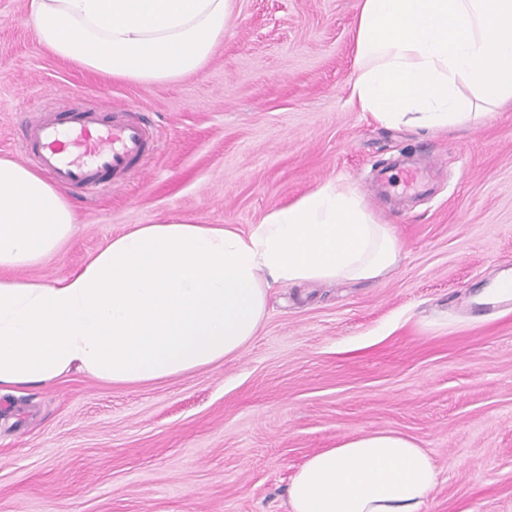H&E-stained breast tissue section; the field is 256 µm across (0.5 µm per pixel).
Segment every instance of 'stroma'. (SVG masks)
Instances as JSON below:
<instances>
[{"label": "stroma", "instance_id": "stroma-1", "mask_svg": "<svg viewBox=\"0 0 512 512\" xmlns=\"http://www.w3.org/2000/svg\"><path fill=\"white\" fill-rule=\"evenodd\" d=\"M360 0H235L197 74L158 87L56 57L0 0V157L27 167L25 124L80 97L133 105L155 132L143 171L69 191L78 228L16 280L80 270L112 236L176 214L248 229L329 182L393 226L400 260L371 281L269 290V315L224 364L164 382L72 373L0 401V512H287L316 451L393 430L440 469L428 512H512V102L465 129L384 127L351 101ZM408 162L426 189L379 184Z\"/></svg>", "mask_w": 512, "mask_h": 512}]
</instances>
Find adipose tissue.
Segmentation results:
<instances>
[{
  "instance_id": "adipose-tissue-1",
  "label": "adipose tissue",
  "mask_w": 512,
  "mask_h": 512,
  "mask_svg": "<svg viewBox=\"0 0 512 512\" xmlns=\"http://www.w3.org/2000/svg\"><path fill=\"white\" fill-rule=\"evenodd\" d=\"M37 41L116 80L164 86L198 73L234 0H31ZM351 99L387 127L447 130L512 101V0H360ZM54 184L0 157V396L78 371L146 384L237 357L268 316L271 284L376 280L400 243L350 185L328 183L248 231L169 215L113 236L50 283L5 278L76 230ZM414 438L377 430L308 456L289 512H427L439 481Z\"/></svg>"
}]
</instances>
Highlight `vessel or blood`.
I'll list each match as a JSON object with an SVG mask.
<instances>
[{
    "label": "vessel or blood",
    "instance_id": "vessel-or-blood-1",
    "mask_svg": "<svg viewBox=\"0 0 512 512\" xmlns=\"http://www.w3.org/2000/svg\"><path fill=\"white\" fill-rule=\"evenodd\" d=\"M154 139L137 111L124 108L104 118L92 109L64 110L29 124L26 153L64 188L127 179L142 169Z\"/></svg>",
    "mask_w": 512,
    "mask_h": 512
}]
</instances>
